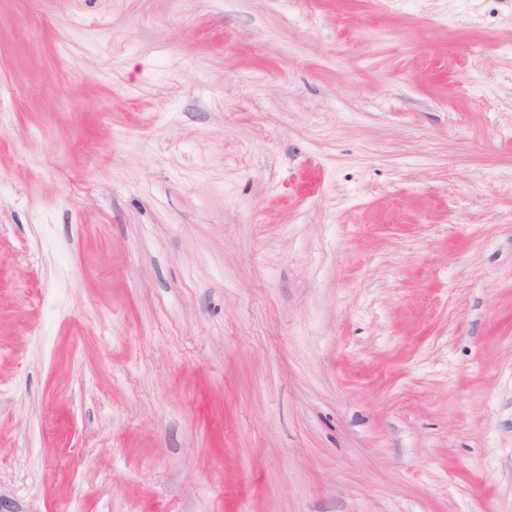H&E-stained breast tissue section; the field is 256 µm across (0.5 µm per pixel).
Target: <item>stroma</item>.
<instances>
[{
  "mask_svg": "<svg viewBox=\"0 0 512 512\" xmlns=\"http://www.w3.org/2000/svg\"><path fill=\"white\" fill-rule=\"evenodd\" d=\"M0 512H512V0H0Z\"/></svg>",
  "mask_w": 512,
  "mask_h": 512,
  "instance_id": "obj_1",
  "label": "stroma"
}]
</instances>
